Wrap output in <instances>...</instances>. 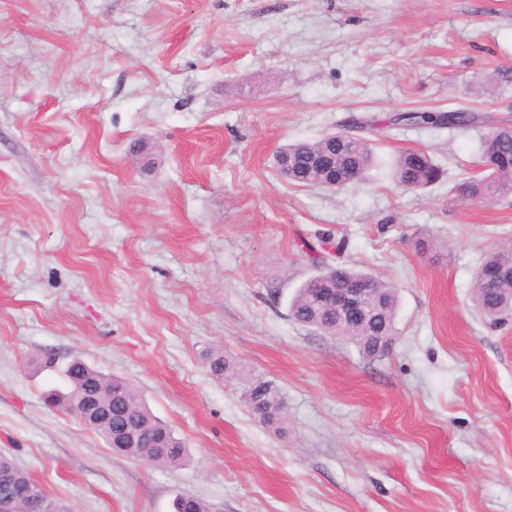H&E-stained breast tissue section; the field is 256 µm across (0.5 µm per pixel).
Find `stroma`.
Segmentation results:
<instances>
[{
  "label": "stroma",
  "instance_id": "35a3bbf8",
  "mask_svg": "<svg viewBox=\"0 0 512 512\" xmlns=\"http://www.w3.org/2000/svg\"><path fill=\"white\" fill-rule=\"evenodd\" d=\"M511 69L512 0H0V456L73 512H512V317L470 296L512 198L455 190L484 128L391 131L339 191L275 165L353 114L512 127ZM419 148L442 175L401 189ZM321 239L395 286L383 360L289 318ZM47 355L124 379L188 462L116 454L49 404ZM246 402L251 412L268 425L278 424L284 414V401L278 388L268 380L251 381L246 392Z\"/></svg>",
  "mask_w": 512,
  "mask_h": 512
}]
</instances>
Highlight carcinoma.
<instances>
[{
  "label": "carcinoma",
  "mask_w": 512,
  "mask_h": 512,
  "mask_svg": "<svg viewBox=\"0 0 512 512\" xmlns=\"http://www.w3.org/2000/svg\"><path fill=\"white\" fill-rule=\"evenodd\" d=\"M486 123V118L461 109L448 111H409L390 115L384 119L375 116H352L346 126H359L368 130V135L347 138L334 135L336 147L342 151L343 163L325 175L314 177L306 174L303 158L319 152L328 138L303 141L281 148L280 153L296 160L288 181L298 186H313L336 189L357 185L365 180L367 171L374 161L373 142L375 138L386 136L394 129L421 127L431 129L464 130ZM479 164L482 175L470 177L457 185L459 194L466 200L478 203H492L512 197V129L493 126L484 135ZM440 177V169L430 154L421 149L409 150L399 155L394 169L396 185L406 190H416L429 186ZM322 271L348 285L358 282H371L381 304L382 319L386 320L389 336H394V316L397 306V293L389 284L375 277L350 269L342 264H325ZM312 284L304 281L288 304L289 316L296 322L313 327L356 347L366 360L384 357L392 341H381V329L371 323H355L337 327L325 311L313 304ZM471 295L475 306L490 320L496 321L500 315L489 312L498 306L502 299L512 296V246L492 250L475 274L471 284ZM63 377L68 391L52 393L49 401L71 415H77L81 407L84 385L87 381L81 366L65 364ZM98 385L103 395H112V421L93 426V431L104 443H109V433L127 429L134 435L133 441L114 451L136 458L151 466L176 468L186 461L188 451L185 443L178 438L172 428L157 419L146 407L140 395L123 379L98 373ZM246 402L251 412L268 425L278 424L284 414V401L278 388L270 381L257 378L251 381L246 392ZM8 472L16 482L35 484L27 472L20 469L12 460L0 456V474ZM174 512H210L209 506L194 496L178 495L173 500Z\"/></svg>",
  "instance_id": "obj_1"
}]
</instances>
